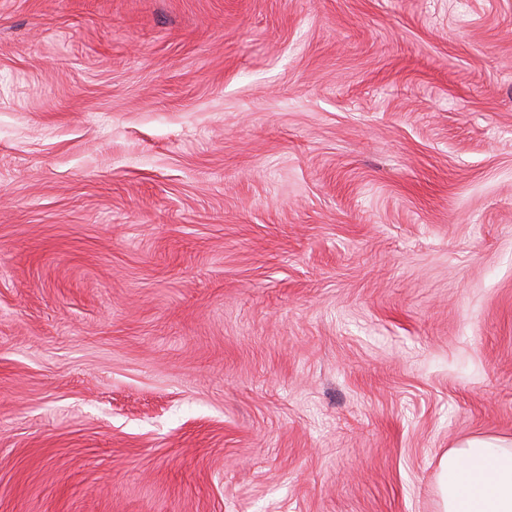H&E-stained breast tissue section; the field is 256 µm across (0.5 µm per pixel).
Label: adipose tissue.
<instances>
[{
	"mask_svg": "<svg viewBox=\"0 0 512 512\" xmlns=\"http://www.w3.org/2000/svg\"><path fill=\"white\" fill-rule=\"evenodd\" d=\"M442 512H512V439L474 436L438 463Z\"/></svg>",
	"mask_w": 512,
	"mask_h": 512,
	"instance_id": "obj_1",
	"label": "adipose tissue"
}]
</instances>
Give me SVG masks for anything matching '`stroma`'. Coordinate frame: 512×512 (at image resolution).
Instances as JSON below:
<instances>
[{"label": "stroma", "mask_w": 512, "mask_h": 512, "mask_svg": "<svg viewBox=\"0 0 512 512\" xmlns=\"http://www.w3.org/2000/svg\"><path fill=\"white\" fill-rule=\"evenodd\" d=\"M512 438V0H0V512H441ZM442 512H512V439L474 436L438 463Z\"/></svg>", "instance_id": "stroma-1"}]
</instances>
